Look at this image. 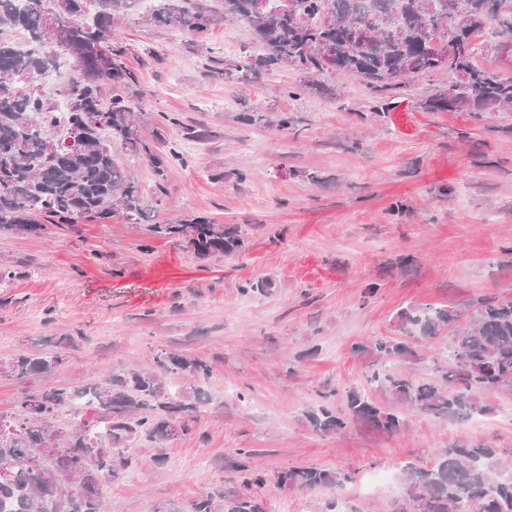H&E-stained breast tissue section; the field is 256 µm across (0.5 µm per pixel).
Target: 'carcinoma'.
Returning <instances> with one entry per match:
<instances>
[{
	"label": "carcinoma",
	"mask_w": 512,
	"mask_h": 512,
	"mask_svg": "<svg viewBox=\"0 0 512 512\" xmlns=\"http://www.w3.org/2000/svg\"><path fill=\"white\" fill-rule=\"evenodd\" d=\"M87 0H0V16L25 33L33 50L23 52L0 39V229L37 234L46 225L80 224L119 212L127 224H144L164 206V182L179 160L175 144L156 131L152 139L132 135L142 121L127 89L135 74L127 67L126 45L115 38V22L135 0H97L86 21ZM224 0L223 17L247 23L263 55H246L228 77H252L286 65L311 76L350 74L363 79L375 95L398 89L418 76L448 72V87L431 96L432 112H485L512 107V76L503 77L477 63V55L497 51L512 39V0H464L463 11L448 0ZM161 30L205 32L214 17L194 0H164L146 17ZM492 27L495 42L474 38ZM112 85L105 98L102 86ZM249 124L275 123L286 130L292 120L278 113H245ZM120 144L121 153L112 150ZM147 159L156 176L145 196L130 173L128 160ZM157 236L184 239L201 257H227L243 245L238 224L196 217L152 224ZM394 322L405 336L435 340L449 334L447 363L434 368L435 379H416L387 368L385 362L412 354L399 339L381 336L372 345L384 364L372 368L367 384L412 411L438 419L482 415L486 396L512 388V299L484 296L458 311L440 304L401 309ZM64 363L52 356L20 352L0 361V376L26 378L49 374ZM151 371L113 370L99 382L51 388L22 400L11 417L0 415V465L11 474L0 481V512H103L102 482L113 475L114 449L139 436L163 446L176 431L191 432L182 413L203 403L195 382L210 368L200 359L160 350ZM187 377L194 385L170 392L164 378ZM84 398L100 417L67 431L55 427L57 414ZM38 403L41 414L28 412ZM311 429L337 434L350 424L386 434L401 430L402 417L356 388L346 391L341 409L328 402L306 411ZM59 435L56 455L41 448ZM245 487L266 478L251 464L252 451L237 449ZM348 470L291 467L277 476L290 491L341 487L353 480ZM422 500L426 512H512V449L484 442L452 445L437 452L426 467L402 468V488L392 512H410ZM223 512H267L248 494L224 499Z\"/></svg>",
	"instance_id": "cac0c4a2"
}]
</instances>
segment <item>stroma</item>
I'll list each match as a JSON object with an SVG mask.
<instances>
[{
    "label": "stroma",
    "mask_w": 512,
    "mask_h": 512,
    "mask_svg": "<svg viewBox=\"0 0 512 512\" xmlns=\"http://www.w3.org/2000/svg\"><path fill=\"white\" fill-rule=\"evenodd\" d=\"M152 7L137 6L115 35L137 78L134 101L185 158L168 170L154 220L238 224L244 247L202 259L117 214L0 236V267L13 271L0 284V360L65 358L46 375L0 377V414L107 369L151 368L157 348L205 362L192 433L126 447L127 466L102 486L106 512H192L202 495L237 493L239 448L265 473L251 494L267 512H325L346 497L343 488L279 489L276 476L295 466L355 471L358 512H387L406 463L428 464L453 444L512 448L508 390L489 398V413L464 419L403 410L393 436L357 425L323 436L303 417L321 393L335 391L340 406L348 388H365L377 359L369 345L389 335L401 308L512 298V110L479 119L427 111L444 73L397 89L387 111L355 75L321 77V89L295 97L288 90L301 76L288 68L231 82L224 69L252 42L245 23L161 33L143 21ZM245 112H286L294 123L285 132L247 125ZM179 122L207 128L209 142L179 140ZM415 352L394 368L429 379L448 341Z\"/></svg>",
    "instance_id": "obj_1"
}]
</instances>
